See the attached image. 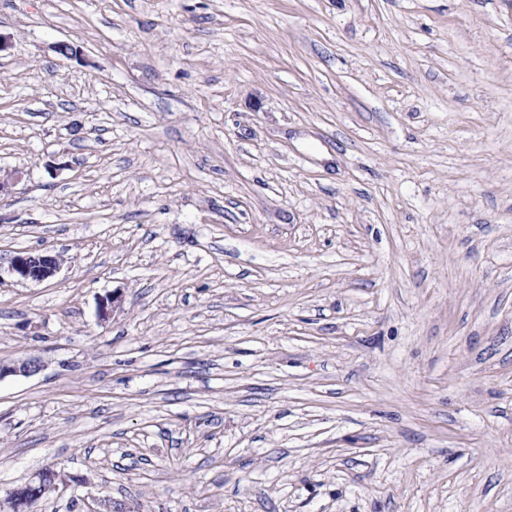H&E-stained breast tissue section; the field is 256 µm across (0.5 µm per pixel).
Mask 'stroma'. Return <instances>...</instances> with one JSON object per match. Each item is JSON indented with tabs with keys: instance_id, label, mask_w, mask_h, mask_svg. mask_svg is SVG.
I'll return each instance as SVG.
<instances>
[{
	"instance_id": "1",
	"label": "stroma",
	"mask_w": 512,
	"mask_h": 512,
	"mask_svg": "<svg viewBox=\"0 0 512 512\" xmlns=\"http://www.w3.org/2000/svg\"><path fill=\"white\" fill-rule=\"evenodd\" d=\"M0 33V364H40L0 379V501L50 468L37 512H512V0ZM60 262L50 251H18L9 261L8 272L17 280L43 283L58 274Z\"/></svg>"
}]
</instances>
